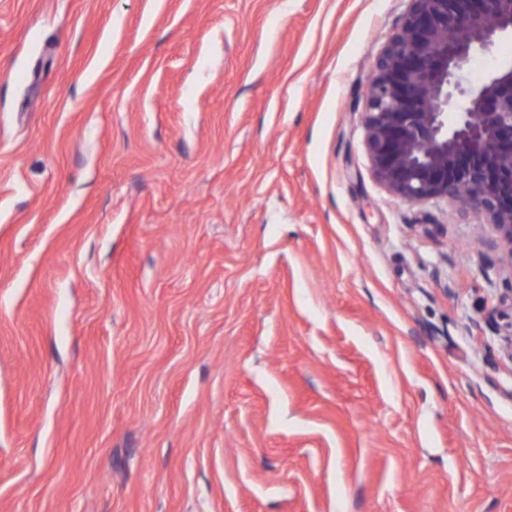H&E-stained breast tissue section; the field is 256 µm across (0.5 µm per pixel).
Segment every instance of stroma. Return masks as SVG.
<instances>
[{
    "label": "stroma",
    "instance_id": "1",
    "mask_svg": "<svg viewBox=\"0 0 512 512\" xmlns=\"http://www.w3.org/2000/svg\"><path fill=\"white\" fill-rule=\"evenodd\" d=\"M408 0H0V512H512V275L374 178Z\"/></svg>",
    "mask_w": 512,
    "mask_h": 512
}]
</instances>
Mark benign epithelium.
I'll return each mask as SVG.
<instances>
[{"label":"benign epithelium","mask_w":512,"mask_h":512,"mask_svg":"<svg viewBox=\"0 0 512 512\" xmlns=\"http://www.w3.org/2000/svg\"><path fill=\"white\" fill-rule=\"evenodd\" d=\"M364 103L372 173L402 202L444 200L494 227L512 269V58L472 82L469 60L512 37V0H408Z\"/></svg>","instance_id":"7a95c632"}]
</instances>
